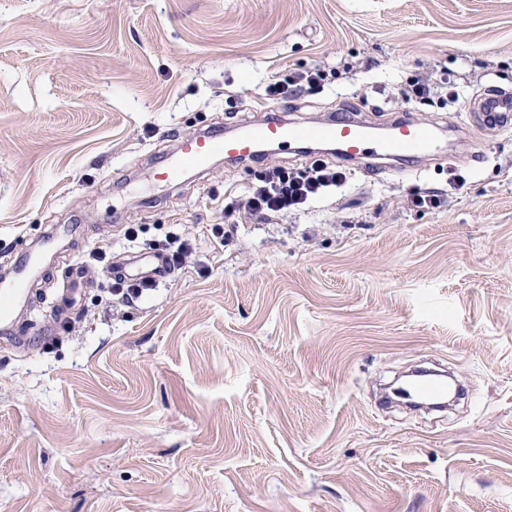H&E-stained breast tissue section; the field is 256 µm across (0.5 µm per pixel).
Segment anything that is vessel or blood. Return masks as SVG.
<instances>
[{
	"mask_svg": "<svg viewBox=\"0 0 512 512\" xmlns=\"http://www.w3.org/2000/svg\"><path fill=\"white\" fill-rule=\"evenodd\" d=\"M478 116L486 125L511 127L512 95L504 93L482 99ZM316 142L336 144L339 155L350 163L378 158L412 162L435 155L437 131L431 124L408 120L399 122L387 133L376 134L347 114H333L313 123L266 119L244 125L232 136L216 127L183 136L179 142L176 165L199 169L206 167L210 159L217 155L233 160L261 162L265 159L267 146ZM44 267L42 259H28L20 278L0 283V325L11 321L18 310L26 307L29 301L28 284L42 274Z\"/></svg>",
	"mask_w": 512,
	"mask_h": 512,
	"instance_id": "vessel-or-blood-1",
	"label": "vessel or blood"
}]
</instances>
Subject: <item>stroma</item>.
I'll return each mask as SVG.
<instances>
[{"label": "stroma", "mask_w": 512, "mask_h": 512, "mask_svg": "<svg viewBox=\"0 0 512 512\" xmlns=\"http://www.w3.org/2000/svg\"><path fill=\"white\" fill-rule=\"evenodd\" d=\"M314 69L320 90L266 85ZM447 73L433 100L414 77ZM512 0H0V268L64 234L0 334V512H512ZM349 108L453 158L352 168L307 210L225 215L263 166L157 184L180 136ZM438 194L433 209L414 197ZM138 238L128 242L127 226ZM193 254L135 305L129 279ZM437 363L444 412L386 401ZM446 73L440 77V79L431 78H417L410 80L401 90L402 95L406 99L419 98L421 101H427L431 98V95L438 92V88H442L443 85L447 84ZM478 108V117L484 124L497 128H510L512 126L511 93L486 97L479 102Z\"/></svg>", "instance_id": "obj_1"}]
</instances>
